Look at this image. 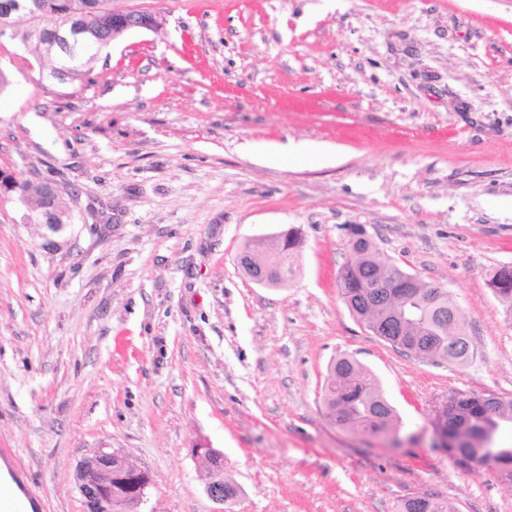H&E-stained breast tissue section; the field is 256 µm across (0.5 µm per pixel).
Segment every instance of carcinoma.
Masks as SVG:
<instances>
[{
  "instance_id": "obj_1",
  "label": "carcinoma",
  "mask_w": 512,
  "mask_h": 512,
  "mask_svg": "<svg viewBox=\"0 0 512 512\" xmlns=\"http://www.w3.org/2000/svg\"><path fill=\"white\" fill-rule=\"evenodd\" d=\"M24 6L11 18L12 38L26 46H33L36 53L46 62V77H54L60 69L68 71V81L74 82L86 77L92 70L100 53L112 44V0H17ZM78 17L82 19L83 31L72 40V46L65 54L52 50L43 40L33 36L39 26H57ZM16 199L25 205L29 218L41 222L43 206L42 192L31 191L30 183L16 179ZM387 268L370 241L356 240L352 245L351 258L338 278L337 286L342 298L356 300L369 287V278L376 267ZM487 286L493 294L502 298L508 307L507 315L512 317V268L504 265L489 274ZM399 316L406 317L405 334L410 340L418 339L411 331L434 333L443 327L447 335L455 340L444 346V355L455 365L464 366L473 358L470 338L465 330L463 313L449 292L432 303H412L399 310ZM324 401L328 416L338 426L382 434L393 426L395 413L380 389L367 377L365 368L349 356L332 361L324 385ZM469 425L472 436L485 439L492 432L500 430L503 421L500 414L495 418L487 416L479 404H474L460 415Z\"/></svg>"
}]
</instances>
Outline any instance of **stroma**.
<instances>
[{
	"instance_id": "obj_1",
	"label": "stroma",
	"mask_w": 512,
	"mask_h": 512,
	"mask_svg": "<svg viewBox=\"0 0 512 512\" xmlns=\"http://www.w3.org/2000/svg\"><path fill=\"white\" fill-rule=\"evenodd\" d=\"M159 26L90 75L41 78L0 38V170L76 192L73 223L27 224L0 195V464L32 512H84L83 458L152 478L145 512H215L194 454L223 451L231 512H395L414 494L512 512V483L434 445L455 392L512 399V0H114ZM321 142L346 159L245 143ZM447 288L474 349L421 363L337 287L349 230ZM298 230L287 283L251 282L252 239ZM348 354L396 414L389 436L327 416ZM487 286L493 294L502 298L508 307L507 315L512 317V268L511 266H501L489 274Z\"/></svg>"
}]
</instances>
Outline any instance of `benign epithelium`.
<instances>
[{"mask_svg": "<svg viewBox=\"0 0 512 512\" xmlns=\"http://www.w3.org/2000/svg\"><path fill=\"white\" fill-rule=\"evenodd\" d=\"M116 18L118 23L112 27L114 33L150 29L154 26V22L143 19V13L137 11L120 13ZM81 31L82 24L72 19L43 33V39L49 48L63 49L69 44V39ZM39 188L43 189L53 207V220L48 223V227H62L65 220L70 218V210L64 205L61 193L52 186L46 187L44 183ZM286 236L288 232L281 231L271 237L260 238L240 250L237 265L249 280L266 288H280L285 284L287 275L271 263V258L280 250ZM378 281V292L366 296V302L381 299L387 304L394 298L410 302L421 295L431 294L430 290L422 287L421 279L417 276L396 278L380 273ZM471 400L469 394L454 393L438 408L431 421L436 447L447 449L453 460L468 469L486 468L502 479L511 480L512 448H481L478 455L483 457V461L480 462L470 456L471 449L467 448L470 438L465 436L464 428H453L455 417ZM194 452L204 472V493L218 505L217 512H224V505L233 500L230 495L224 496V490L237 487L234 479L224 477V453L202 444ZM117 471L127 481V492L123 496L112 495V477ZM76 483L82 499L92 512H140L139 507L151 485V476L129 456L118 451L99 450L80 462Z\"/></svg>", "mask_w": 512, "mask_h": 512, "instance_id": "obj_1", "label": "benign epithelium"}]
</instances>
